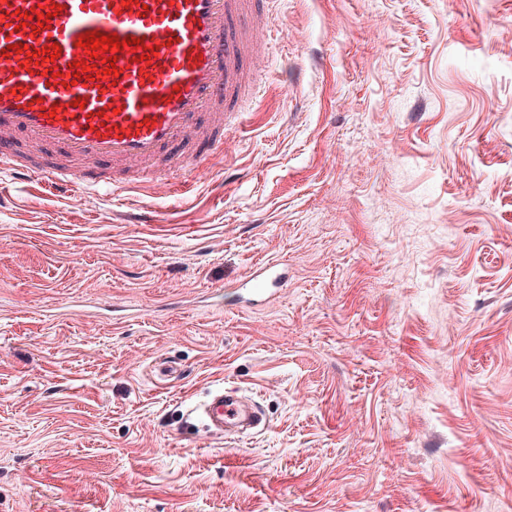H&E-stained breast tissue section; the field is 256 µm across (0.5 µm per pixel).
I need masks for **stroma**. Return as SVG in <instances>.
Masks as SVG:
<instances>
[{
  "mask_svg": "<svg viewBox=\"0 0 512 512\" xmlns=\"http://www.w3.org/2000/svg\"><path fill=\"white\" fill-rule=\"evenodd\" d=\"M268 12L247 125L202 179L0 172V512L512 495V0ZM272 261L285 287L239 304ZM218 387L265 427L189 424Z\"/></svg>",
  "mask_w": 512,
  "mask_h": 512,
  "instance_id": "obj_1",
  "label": "stroma"
}]
</instances>
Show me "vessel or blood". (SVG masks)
<instances>
[{
  "instance_id": "b4317fda",
  "label": "vessel or blood",
  "mask_w": 512,
  "mask_h": 512,
  "mask_svg": "<svg viewBox=\"0 0 512 512\" xmlns=\"http://www.w3.org/2000/svg\"><path fill=\"white\" fill-rule=\"evenodd\" d=\"M255 0H0V169L62 185H105V165L142 164L141 181L188 170L202 175L224 151V119L235 112L249 68ZM50 15L48 26L38 19ZM86 35L122 48L91 56ZM58 46L50 57V46ZM90 68L76 78L77 66ZM116 74H109V67ZM24 135L37 156L21 158L2 131ZM61 152L100 161L64 168ZM287 279L264 264L244 291L278 292ZM211 428L248 431L257 409L213 391L195 406Z\"/></svg>"
}]
</instances>
